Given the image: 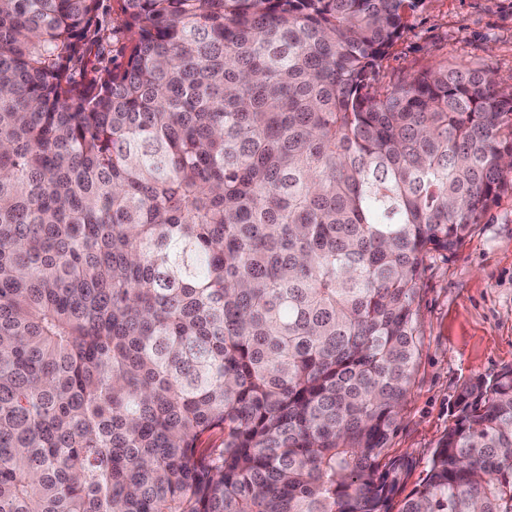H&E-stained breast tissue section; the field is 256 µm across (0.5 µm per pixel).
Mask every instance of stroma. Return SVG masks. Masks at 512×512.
I'll use <instances>...</instances> for the list:
<instances>
[{"label":"stroma","mask_w":512,"mask_h":512,"mask_svg":"<svg viewBox=\"0 0 512 512\" xmlns=\"http://www.w3.org/2000/svg\"><path fill=\"white\" fill-rule=\"evenodd\" d=\"M96 27L106 38L99 69L121 63L128 33L115 0H102ZM444 62L486 65L512 82V0H417L378 80L391 84ZM420 284L419 354L388 443L403 467L398 501L424 476L460 386L512 367V191L453 252L429 255Z\"/></svg>","instance_id":"obj_1"}]
</instances>
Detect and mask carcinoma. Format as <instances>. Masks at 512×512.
Masks as SVG:
<instances>
[{
  "label": "carcinoma",
  "instance_id": "cac0c4a2",
  "mask_svg": "<svg viewBox=\"0 0 512 512\" xmlns=\"http://www.w3.org/2000/svg\"><path fill=\"white\" fill-rule=\"evenodd\" d=\"M0 0V512H391L419 269L507 187L512 86L377 76L414 0ZM398 512H512V368ZM216 437L217 447L206 442ZM95 28L106 37V50L100 61L96 62V67L103 70L123 62L124 46L127 44L129 34L123 26L122 17L114 0L101 1L97 24L92 27L91 33Z\"/></svg>",
  "mask_w": 512,
  "mask_h": 512
}]
</instances>
